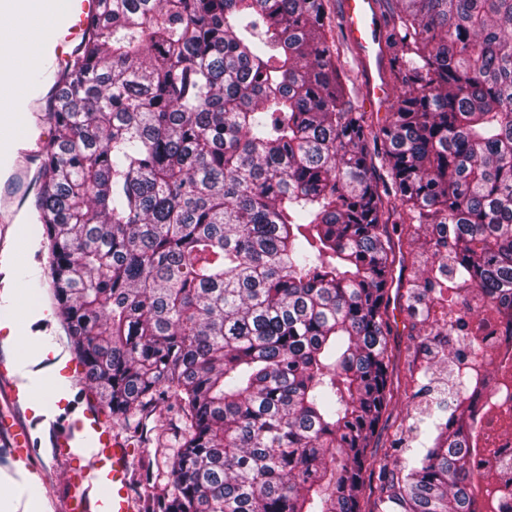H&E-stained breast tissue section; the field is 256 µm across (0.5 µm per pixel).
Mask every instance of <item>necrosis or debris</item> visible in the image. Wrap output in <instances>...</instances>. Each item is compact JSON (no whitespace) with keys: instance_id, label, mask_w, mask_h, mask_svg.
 Segmentation results:
<instances>
[{"instance_id":"obj_1","label":"necrosis or debris","mask_w":512,"mask_h":512,"mask_svg":"<svg viewBox=\"0 0 512 512\" xmlns=\"http://www.w3.org/2000/svg\"><path fill=\"white\" fill-rule=\"evenodd\" d=\"M480 316L481 353L460 354L454 364L471 381L478 422L470 465L484 478V512H512V316L493 307Z\"/></svg>"}]
</instances>
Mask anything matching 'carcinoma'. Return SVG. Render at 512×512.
<instances>
[{"label": "carcinoma", "instance_id": "carcinoma-1", "mask_svg": "<svg viewBox=\"0 0 512 512\" xmlns=\"http://www.w3.org/2000/svg\"><path fill=\"white\" fill-rule=\"evenodd\" d=\"M103 2L50 107L35 231L111 417L177 402L155 436L171 489L145 512H478L465 379L416 456L367 449L390 224L424 232L403 308L427 335L475 319L463 293L512 308V0H379L399 94L377 120L327 0ZM444 279L453 320L430 323Z\"/></svg>", "mask_w": 512, "mask_h": 512}]
</instances>
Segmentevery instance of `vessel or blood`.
<instances>
[{
  "instance_id": "obj_1",
  "label": "vessel or blood",
  "mask_w": 512,
  "mask_h": 512,
  "mask_svg": "<svg viewBox=\"0 0 512 512\" xmlns=\"http://www.w3.org/2000/svg\"><path fill=\"white\" fill-rule=\"evenodd\" d=\"M342 25L362 71L366 103L383 112L391 102L386 82L385 26L377 0H341ZM99 0H0V71L15 68L8 45L28 29L32 18L47 26L33 38L36 63L22 86L0 81V107L25 99L23 137L0 138V172L15 179L30 176L32 164L47 148L34 128L41 105L62 83L63 73L82 50L81 40L98 13ZM22 201L0 200V323H14L13 300L23 287L13 261ZM32 350L16 355L0 336V485L15 512H141L132 489L134 450L115 434L106 411L87 394L80 380L84 367L53 332L42 325ZM64 472V489L53 477Z\"/></svg>"
}]
</instances>
